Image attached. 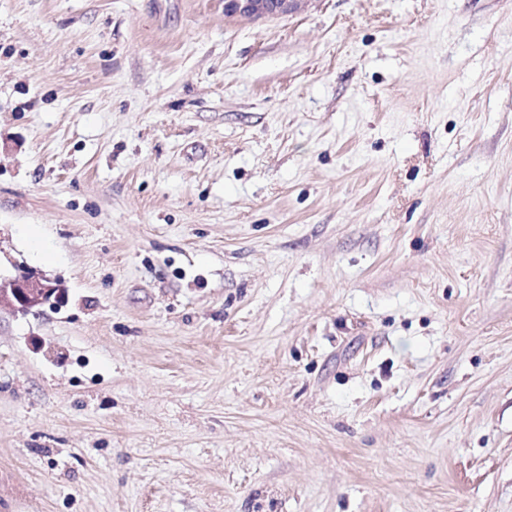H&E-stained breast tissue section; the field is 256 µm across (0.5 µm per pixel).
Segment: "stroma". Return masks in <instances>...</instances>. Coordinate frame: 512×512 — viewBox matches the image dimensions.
<instances>
[{
  "label": "stroma",
  "mask_w": 512,
  "mask_h": 512,
  "mask_svg": "<svg viewBox=\"0 0 512 512\" xmlns=\"http://www.w3.org/2000/svg\"><path fill=\"white\" fill-rule=\"evenodd\" d=\"M20 269L0 512H512V0H0ZM311 0H224V14L265 18L286 16L301 10ZM67 300L66 289L37 271L20 269L7 280L0 277V311L7 308L14 314L28 315L46 306H62Z\"/></svg>",
  "instance_id": "stroma-1"
}]
</instances>
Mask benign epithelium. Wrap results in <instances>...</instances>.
Returning <instances> with one entry per match:
<instances>
[{
  "label": "benign epithelium",
  "mask_w": 512,
  "mask_h": 512,
  "mask_svg": "<svg viewBox=\"0 0 512 512\" xmlns=\"http://www.w3.org/2000/svg\"><path fill=\"white\" fill-rule=\"evenodd\" d=\"M308 0H224V14L265 18L286 16L301 10ZM67 300L66 289L57 281L28 269H20L7 280L0 279V309L28 315L46 306H61Z\"/></svg>",
  "instance_id": "1"
}]
</instances>
